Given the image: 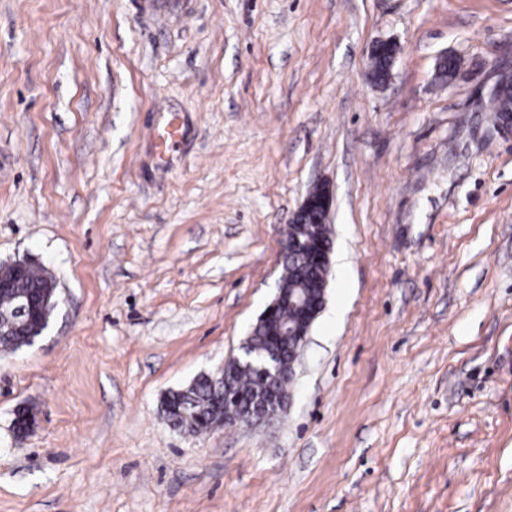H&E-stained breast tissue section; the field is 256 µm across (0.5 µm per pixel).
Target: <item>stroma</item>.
Masks as SVG:
<instances>
[{"instance_id": "35a3bbf8", "label": "stroma", "mask_w": 512, "mask_h": 512, "mask_svg": "<svg viewBox=\"0 0 512 512\" xmlns=\"http://www.w3.org/2000/svg\"><path fill=\"white\" fill-rule=\"evenodd\" d=\"M509 70L512 0H0V263L59 291L0 349V512H512V130L481 106ZM319 183L287 413L172 427ZM333 244L324 243L317 241L314 249L310 252L308 262L315 268L320 269L323 272L324 286L321 290V294L312 299L311 301H305L304 299L293 300L283 293L281 288H277V293L272 302L266 307L263 313L259 316L258 320H264L271 318L277 311L279 305L288 303L291 306L300 307L304 317V330L299 333V336H303V343L308 342L311 328L321 314L326 303V290L328 285V279L331 272V254ZM37 322H33L28 320L25 324L24 319L18 322V325H21L20 329L13 330H5L3 329V334L0 331V346L4 348H12L16 349L23 345H28L29 340L33 337V334H38V332L34 333V330L37 328Z\"/></svg>"}]
</instances>
